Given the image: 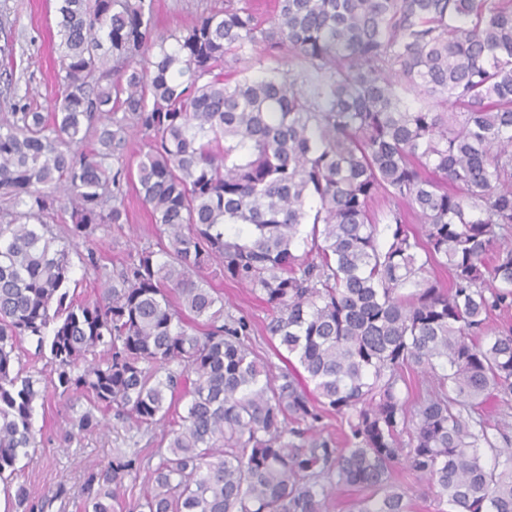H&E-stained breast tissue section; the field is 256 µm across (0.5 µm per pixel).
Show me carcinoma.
Instances as JSON below:
<instances>
[{"label": "carcinoma", "instance_id": "1", "mask_svg": "<svg viewBox=\"0 0 512 512\" xmlns=\"http://www.w3.org/2000/svg\"><path fill=\"white\" fill-rule=\"evenodd\" d=\"M56 13L60 98L0 116V482L15 512L51 504L16 482L47 394L26 337L53 391L88 397L80 431L112 409L149 427L185 402L129 512H330L346 488L363 491L349 512H411L398 468L430 482L437 512H512V422L483 408L512 404V328L488 326L512 308V0H275L265 18L227 0L179 34L156 31L152 0ZM280 54L300 69L248 75ZM125 185L167 241L112 272L88 251L100 291L78 302L72 245L128 223ZM378 194L393 202L381 219ZM214 262L259 291L280 375L201 276ZM414 367L432 385L411 403ZM322 409L343 447L316 431ZM134 470L89 474L85 512H114Z\"/></svg>", "mask_w": 512, "mask_h": 512}]
</instances>
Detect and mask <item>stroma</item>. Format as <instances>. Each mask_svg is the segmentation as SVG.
Returning <instances> with one entry per match:
<instances>
[{
	"instance_id": "obj_1",
	"label": "stroma",
	"mask_w": 512,
	"mask_h": 512,
	"mask_svg": "<svg viewBox=\"0 0 512 512\" xmlns=\"http://www.w3.org/2000/svg\"><path fill=\"white\" fill-rule=\"evenodd\" d=\"M154 21L162 33L182 30L200 15L224 6V0H153ZM55 0H0V114L11 110L24 94H32L42 112H49L59 93ZM129 222L122 228L97 231L92 242L78 241V252L95 248L105 266L118 267L134 246L153 245L160 230L135 191H128ZM207 280L224 295L233 315L250 325L248 343L255 355L281 372L286 361L264 331L268 310L251 288L227 280L219 264L205 272ZM88 406L86 397L48 395L36 405L33 426L38 446L18 462V480L33 498L53 497L48 512H84L82 487L89 473L106 469L121 456L152 457L170 428L163 422L136 430L114 413H106L104 429L74 434L70 422Z\"/></svg>"
}]
</instances>
